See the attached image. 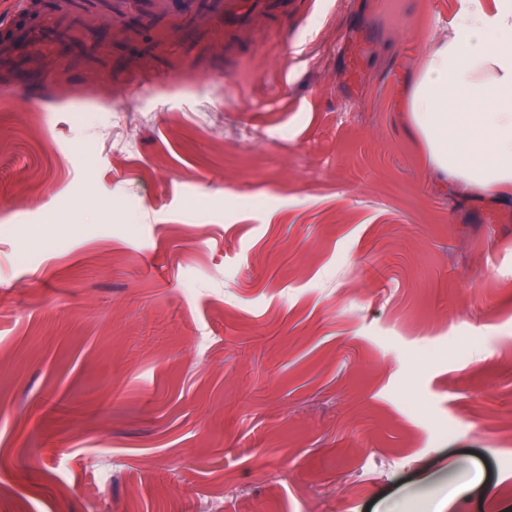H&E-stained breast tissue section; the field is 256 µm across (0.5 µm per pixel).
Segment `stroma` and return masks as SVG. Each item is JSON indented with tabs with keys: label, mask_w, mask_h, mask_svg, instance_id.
I'll return each instance as SVG.
<instances>
[{
	"label": "stroma",
	"mask_w": 512,
	"mask_h": 512,
	"mask_svg": "<svg viewBox=\"0 0 512 512\" xmlns=\"http://www.w3.org/2000/svg\"><path fill=\"white\" fill-rule=\"evenodd\" d=\"M0 63V512H512V198L402 100L457 0L101 12Z\"/></svg>",
	"instance_id": "35a3bbf8"
}]
</instances>
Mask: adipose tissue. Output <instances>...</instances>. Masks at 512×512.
<instances>
[{
    "label": "adipose tissue",
    "mask_w": 512,
    "mask_h": 512,
    "mask_svg": "<svg viewBox=\"0 0 512 512\" xmlns=\"http://www.w3.org/2000/svg\"><path fill=\"white\" fill-rule=\"evenodd\" d=\"M429 171L458 191L512 196V0H458L405 96Z\"/></svg>",
    "instance_id": "obj_1"
}]
</instances>
